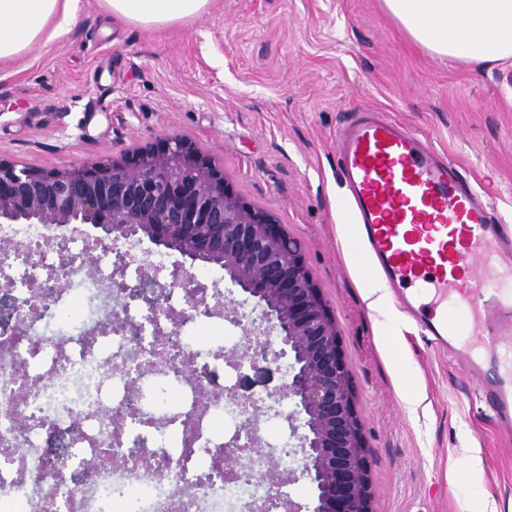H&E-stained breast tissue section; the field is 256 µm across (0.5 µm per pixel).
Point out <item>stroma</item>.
Listing matches in <instances>:
<instances>
[{"instance_id":"obj_1","label":"stroma","mask_w":512,"mask_h":512,"mask_svg":"<svg viewBox=\"0 0 512 512\" xmlns=\"http://www.w3.org/2000/svg\"><path fill=\"white\" fill-rule=\"evenodd\" d=\"M364 108L457 163L512 231V65L435 58L381 0H211L160 29L80 0L67 33L0 62V160L63 171L167 134L191 141L303 246L341 332L373 512H512V432L465 364L427 346L407 317L382 330L367 306L333 143ZM287 383L272 362L232 381L275 399ZM469 448L482 459L477 478L460 465Z\"/></svg>"}]
</instances>
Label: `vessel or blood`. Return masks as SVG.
<instances>
[{
	"label": "vessel or blood",
	"mask_w": 512,
	"mask_h": 512,
	"mask_svg": "<svg viewBox=\"0 0 512 512\" xmlns=\"http://www.w3.org/2000/svg\"><path fill=\"white\" fill-rule=\"evenodd\" d=\"M336 164L377 275L512 426V236L455 164L383 113L337 128Z\"/></svg>",
	"instance_id": "1"
}]
</instances>
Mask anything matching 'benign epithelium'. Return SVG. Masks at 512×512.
I'll return each mask as SVG.
<instances>
[{
	"mask_svg": "<svg viewBox=\"0 0 512 512\" xmlns=\"http://www.w3.org/2000/svg\"><path fill=\"white\" fill-rule=\"evenodd\" d=\"M0 223L60 230L47 240L62 259L61 269L47 279L57 288L67 285L62 270L72 263L69 235L88 224L105 233L90 239L89 265L100 249L114 255V271L122 272L128 253L117 244L137 236L192 265L222 267L230 285L244 295L240 304L252 301L261 308L259 320L208 302L206 286L182 264L173 269L167 287L183 289L189 308L169 313L170 319L176 326L221 315L246 322L243 360L255 366L271 357L283 362L288 376L282 397L291 404L293 430H301L303 474L315 490L312 512H372L364 436L336 318L308 273L300 242L272 214L237 198L209 156L177 135H165L122 161L64 172L0 161ZM132 291L153 309L163 286L146 269ZM263 331L276 333L282 347L252 340ZM158 347L175 374L194 370L171 339L160 340ZM279 468L259 467L254 476L277 491Z\"/></svg>",
	"mask_w": 512,
	"mask_h": 512,
	"instance_id": "1",
	"label": "benign epithelium"
}]
</instances>
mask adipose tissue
<instances>
[{"instance_id": "obj_1", "label": "adipose tissue", "mask_w": 512, "mask_h": 512, "mask_svg": "<svg viewBox=\"0 0 512 512\" xmlns=\"http://www.w3.org/2000/svg\"><path fill=\"white\" fill-rule=\"evenodd\" d=\"M210 0H101L112 18L144 28L187 22ZM407 36L437 58L476 66L512 61V0H382ZM77 0H0V62L24 53L44 33L60 36Z\"/></svg>"}]
</instances>
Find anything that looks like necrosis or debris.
I'll return each mask as SVG.
<instances>
[{"instance_id": "necrosis-or-debris-1", "label": "necrosis or debris", "mask_w": 512, "mask_h": 512, "mask_svg": "<svg viewBox=\"0 0 512 512\" xmlns=\"http://www.w3.org/2000/svg\"><path fill=\"white\" fill-rule=\"evenodd\" d=\"M42 224H1L0 276L21 324L0 320V512H224L226 503H262L271 495L259 481L230 482L215 461L229 436L251 414L233 401L212 399L196 430L184 418L219 360L223 326L196 319L178 339L200 374L185 379L154 354L159 333L171 330L170 311L187 306L183 290H166L156 310L122 294L103 302L100 282L112 267L73 264L65 291L39 315L34 283L59 261ZM120 318L128 332L104 333ZM138 381L140 395L128 400ZM126 407L121 446L112 444L115 408Z\"/></svg>"}]
</instances>
